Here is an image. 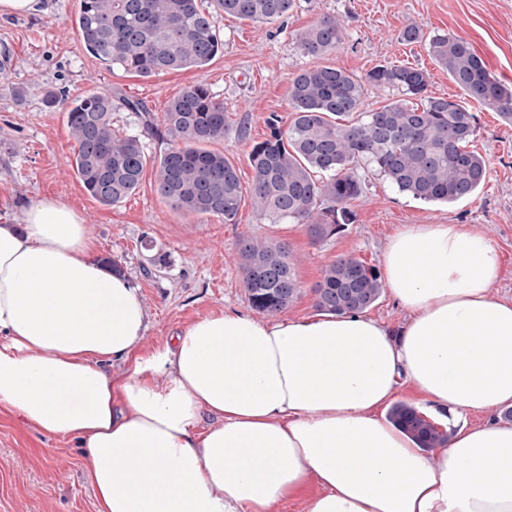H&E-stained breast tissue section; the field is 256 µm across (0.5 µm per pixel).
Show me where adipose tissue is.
<instances>
[{
  "label": "adipose tissue",
  "instance_id": "obj_1",
  "mask_svg": "<svg viewBox=\"0 0 512 512\" xmlns=\"http://www.w3.org/2000/svg\"><path fill=\"white\" fill-rule=\"evenodd\" d=\"M500 274L485 236L407 224L383 261L399 331L221 311L140 356L139 287L98 258L76 209L36 198L0 223V408L78 438L97 512H270L311 481L309 512H512ZM115 360L133 363L118 384ZM406 389L449 433L438 456L383 414ZM468 411L487 419L460 425Z\"/></svg>",
  "mask_w": 512,
  "mask_h": 512
}]
</instances>
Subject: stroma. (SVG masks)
<instances>
[{
	"instance_id": "stroma-1",
	"label": "stroma",
	"mask_w": 512,
	"mask_h": 512,
	"mask_svg": "<svg viewBox=\"0 0 512 512\" xmlns=\"http://www.w3.org/2000/svg\"><path fill=\"white\" fill-rule=\"evenodd\" d=\"M77 0H42L38 13L0 20V222L39 196L68 201L85 218L99 253L139 286L147 316L140 353L165 345L192 321L224 309H249L237 243L255 237L287 245L300 293L279 319L316 314L312 289L324 267L340 257L382 265L389 238L406 224H461L487 236L498 248L502 276L496 297L512 300V123L497 112L477 110L473 146L489 163L484 186L469 200L427 203L399 192L366 169L365 191L355 202L356 221L323 242L307 227L260 219L249 190L248 154L265 139L270 113L287 115L292 78L301 70L333 66L361 76L392 63L427 69L429 95L462 100V91L433 61L427 35L450 32L467 40L500 80L512 84V0H297L293 13L265 25L218 17L224 50L210 64L152 78L105 69L84 49L73 28ZM333 16L346 29L335 52L313 58L293 40L296 30ZM417 27L424 39L401 40ZM207 85L224 103L226 130L217 143L236 165L244 194L234 223L216 215L187 216L172 210L155 190V163L171 146L169 137L144 140L147 163L138 188L122 203L95 201L70 165L73 142L63 108L49 109L45 88L75 98L90 91L143 100L162 115L186 86ZM150 238L169 256L153 265L140 246ZM0 512H96L94 483L76 437L47 436L0 411Z\"/></svg>"
}]
</instances>
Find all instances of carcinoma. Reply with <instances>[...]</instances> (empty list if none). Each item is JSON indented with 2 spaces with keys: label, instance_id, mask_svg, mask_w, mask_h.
<instances>
[{
  "label": "carcinoma",
  "instance_id": "1",
  "mask_svg": "<svg viewBox=\"0 0 512 512\" xmlns=\"http://www.w3.org/2000/svg\"><path fill=\"white\" fill-rule=\"evenodd\" d=\"M294 8L295 0H211L208 10L202 0H78L75 29L85 50L107 69L149 78L209 64L223 49L216 31L220 14L268 24ZM344 31L338 19L326 16L296 32L295 43L303 54L323 57L344 41ZM428 45L468 101L427 95L430 73L408 65H379L363 77L332 66L297 73L289 87L290 117L270 114L267 138L249 152L255 212L306 225L314 242L329 239L356 220L352 204L364 193L357 174L362 165L425 202L473 197L488 170V161L470 149L477 133L474 107L491 108L512 123V84L490 72L458 36L436 33ZM367 86L396 98L366 110ZM43 100L50 108L64 107L74 142L72 167L101 205L124 201L138 188L146 165L141 135L112 129V111L123 108L145 131L174 142L155 164L156 191L171 209L234 221L243 189L235 164L209 148L224 140V102L207 85L180 90L157 124L143 101L110 93L92 91L71 100L63 90H47ZM237 251L252 307L267 315L286 309L299 293L289 249L244 238ZM383 291L376 267L352 257L329 263L313 288L316 308L336 315L364 312ZM388 418L423 448L448 442V431L413 406L398 403Z\"/></svg>",
  "mask_w": 512,
  "mask_h": 512
}]
</instances>
